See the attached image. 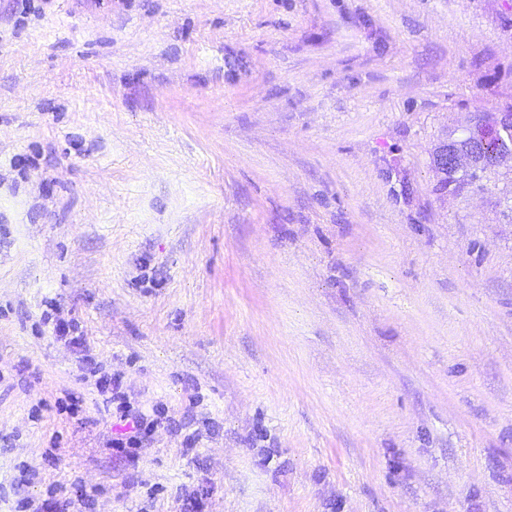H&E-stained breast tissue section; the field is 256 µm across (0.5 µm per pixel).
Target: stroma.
I'll return each mask as SVG.
<instances>
[{"instance_id":"1","label":"stroma","mask_w":512,"mask_h":512,"mask_svg":"<svg viewBox=\"0 0 512 512\" xmlns=\"http://www.w3.org/2000/svg\"><path fill=\"white\" fill-rule=\"evenodd\" d=\"M510 105L512 0H0V512H512ZM512 106L505 112H474L471 113L466 125L454 130L441 140L431 152V164L438 180H448V174H467L479 177L483 172V165L479 160L480 149L475 137V131L481 124H491L500 131L512 132ZM482 125L477 134L480 147L483 151L486 173L496 171L492 168L493 161L504 150L510 148L512 143L508 138H501L498 131L491 125ZM498 169L512 174V155H499L494 162ZM120 419L121 421H125L126 424L131 422L133 430L118 434L119 436L117 438L111 439L110 448L113 447L117 451L127 453L126 448L136 447L139 441V435L142 434L143 431H150L154 426V422L151 421L147 423L143 417L130 414L129 410H124Z\"/></svg>"}]
</instances>
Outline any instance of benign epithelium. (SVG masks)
<instances>
[{"label": "benign epithelium", "mask_w": 512, "mask_h": 512, "mask_svg": "<svg viewBox=\"0 0 512 512\" xmlns=\"http://www.w3.org/2000/svg\"><path fill=\"white\" fill-rule=\"evenodd\" d=\"M485 123L493 125L500 132H512V113H471L466 125L454 130L433 148L431 164L437 179L446 180L450 174L480 176L483 172V165L479 160L480 149L475 131L479 125Z\"/></svg>", "instance_id": "benign-epithelium-1"}]
</instances>
